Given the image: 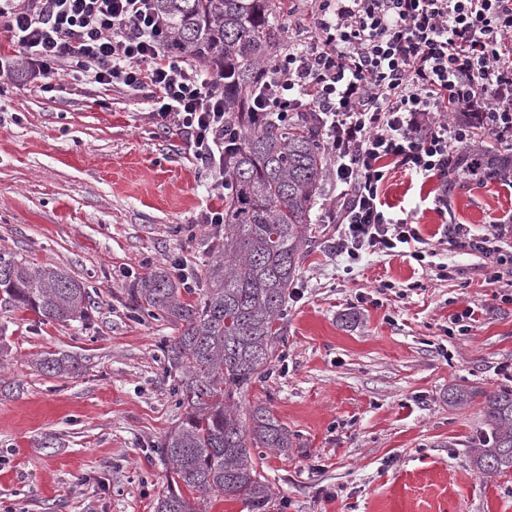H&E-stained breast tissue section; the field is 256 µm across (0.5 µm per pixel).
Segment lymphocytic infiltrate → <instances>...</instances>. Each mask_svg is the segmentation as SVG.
<instances>
[{
	"label": "lymphocytic infiltrate",
	"instance_id": "lymphocytic-infiltrate-1",
	"mask_svg": "<svg viewBox=\"0 0 512 512\" xmlns=\"http://www.w3.org/2000/svg\"><path fill=\"white\" fill-rule=\"evenodd\" d=\"M313 39L289 38L269 65L255 107L288 120L318 113L342 187L330 220L336 252L432 255L412 217L380 197L391 162L442 177L473 129L512 141V0H313ZM9 41L53 78L66 63L101 85L149 89L162 125L187 136L225 192L224 154L240 140L224 123V89L169 49L154 0H0ZM465 113L450 124L448 111ZM450 246L480 255L488 283L512 275L498 232L449 225Z\"/></svg>",
	"mask_w": 512,
	"mask_h": 512
}]
</instances>
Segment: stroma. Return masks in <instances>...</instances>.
Segmentation results:
<instances>
[{
  "label": "stroma",
  "mask_w": 512,
  "mask_h": 512,
  "mask_svg": "<svg viewBox=\"0 0 512 512\" xmlns=\"http://www.w3.org/2000/svg\"><path fill=\"white\" fill-rule=\"evenodd\" d=\"M151 106L149 90L77 72L49 90L0 76V250L68 270L95 303L87 325L0 302V379L18 385L0 394V512H155L168 487L160 445L182 410L163 343L178 329L135 312L128 290L174 257L201 267L215 240L201 218L224 199ZM338 192L326 175L289 289L283 357L240 398L266 404L295 437L288 454L256 460L271 512H512V471L486 477L472 464L479 406L447 402L452 386L505 384L512 302L484 281L478 257L443 242L446 224H465L504 228L512 247V181L463 179L449 192L389 167L383 197L436 245L428 264L337 255ZM467 307L471 326L451 330ZM45 352L73 356L80 375L41 374Z\"/></svg>",
  "instance_id": "35a3bbf8"
}]
</instances>
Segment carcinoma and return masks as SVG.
Returning a JSON list of instances; mask_svg holds the SVG:
<instances>
[{
    "label": "carcinoma",
    "instance_id": "obj_1",
    "mask_svg": "<svg viewBox=\"0 0 512 512\" xmlns=\"http://www.w3.org/2000/svg\"><path fill=\"white\" fill-rule=\"evenodd\" d=\"M167 21L170 47L187 61L224 77V121L240 131V145L224 155L230 182L224 234L210 251L193 302L158 265L130 289L140 313L179 327L166 343L168 371L183 414L165 436L161 456L170 488L156 512H198L197 502L238 500L249 512H268L269 481L256 469L255 450L288 453L293 435L270 409L251 406L240 416L237 399L266 376L281 356L288 288L300 273L311 211L321 196L328 156L324 130L313 112L284 124L253 110L265 67L283 51L288 0H154ZM512 174V154L469 146L448 163V189ZM0 300L46 322L90 319L86 285L51 264H28L0 252ZM44 374L69 377L81 364L48 354L36 362ZM481 398L484 436L474 454L479 473L512 470V387L473 392L448 389V403Z\"/></svg>",
    "mask_w": 512,
    "mask_h": 512
}]
</instances>
